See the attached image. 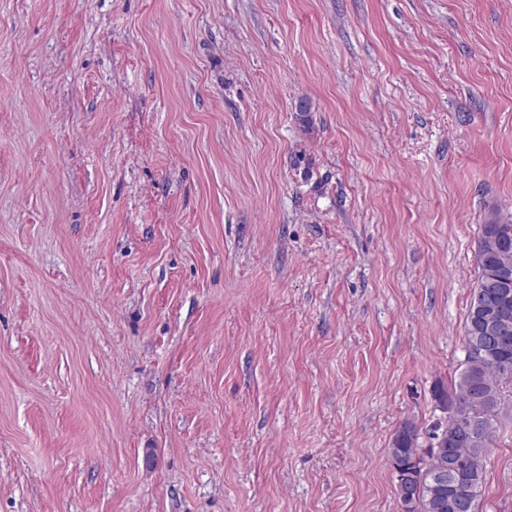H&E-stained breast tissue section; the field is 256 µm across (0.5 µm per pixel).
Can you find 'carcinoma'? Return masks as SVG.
Listing matches in <instances>:
<instances>
[{
  "label": "carcinoma",
  "mask_w": 512,
  "mask_h": 512,
  "mask_svg": "<svg viewBox=\"0 0 512 512\" xmlns=\"http://www.w3.org/2000/svg\"><path fill=\"white\" fill-rule=\"evenodd\" d=\"M481 270L471 293L463 336L464 360L451 389L439 385L434 399L443 413L448 400L458 402L456 413L438 419L422 430L410 421L395 431L389 448V461L396 480L399 502L413 503L410 512H458L460 498L477 512V501L485 483L486 454L492 447L502 409V381L512 373V287L508 309L498 313L499 333L490 340H480L479 324L491 312L487 307L488 285L499 279L504 268L512 272V217L496 213L481 227L478 247ZM452 439L451 453L458 482L448 475V458L434 456L440 431ZM426 438L427 447L420 445Z\"/></svg>",
  "instance_id": "cac0c4a2"
}]
</instances>
